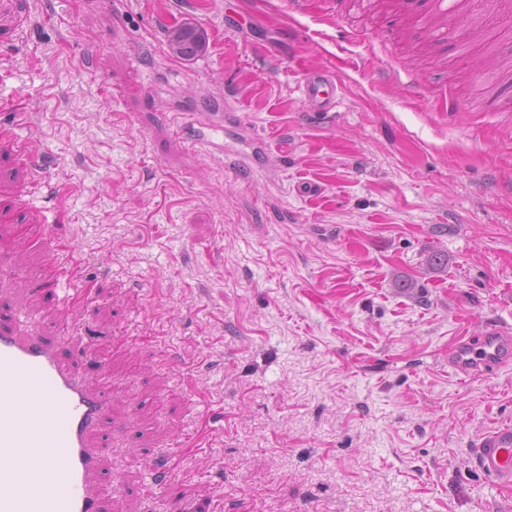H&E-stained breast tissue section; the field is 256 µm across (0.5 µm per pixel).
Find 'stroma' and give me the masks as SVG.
I'll return each mask as SVG.
<instances>
[{"label":"stroma","mask_w":512,"mask_h":512,"mask_svg":"<svg viewBox=\"0 0 512 512\" xmlns=\"http://www.w3.org/2000/svg\"><path fill=\"white\" fill-rule=\"evenodd\" d=\"M326 9L0 0V96L27 100L46 154L24 207L33 173L0 152V309L69 329L88 380L110 357L104 512H512L472 459L512 424V363L448 365L456 337L512 332V12L467 0L434 35L394 0H344L336 28ZM184 22L206 37L190 61L166 45ZM325 65L321 118L300 84ZM386 68L425 94L382 88ZM176 112L200 114L193 137L223 125L248 176L177 138ZM62 247L86 304L45 283ZM199 429L208 447L150 485ZM300 90L310 112L319 116L335 112L338 86L333 72L327 69L313 70L302 80Z\"/></svg>","instance_id":"1"}]
</instances>
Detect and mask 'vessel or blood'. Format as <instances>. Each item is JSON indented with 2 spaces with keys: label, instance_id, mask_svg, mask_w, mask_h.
I'll return each instance as SVG.
<instances>
[{
  "label": "vessel or blood",
  "instance_id": "b4317fda",
  "mask_svg": "<svg viewBox=\"0 0 512 512\" xmlns=\"http://www.w3.org/2000/svg\"><path fill=\"white\" fill-rule=\"evenodd\" d=\"M300 90L311 112L335 111L333 72L313 70ZM2 109L9 119L0 123V148H10L18 163L31 164L36 151L22 136L30 112L19 100L0 99ZM49 277L76 282L72 300H86L91 292L76 263L53 264ZM511 362L512 338L498 328L474 340L457 337L449 358L463 379ZM109 415L108 391L76 372L57 340L17 315L0 322V449L9 453L0 465V512H101L105 473L96 441ZM473 461L500 485L511 486L512 425L482 435Z\"/></svg>",
  "mask_w": 512,
  "mask_h": 512
}]
</instances>
